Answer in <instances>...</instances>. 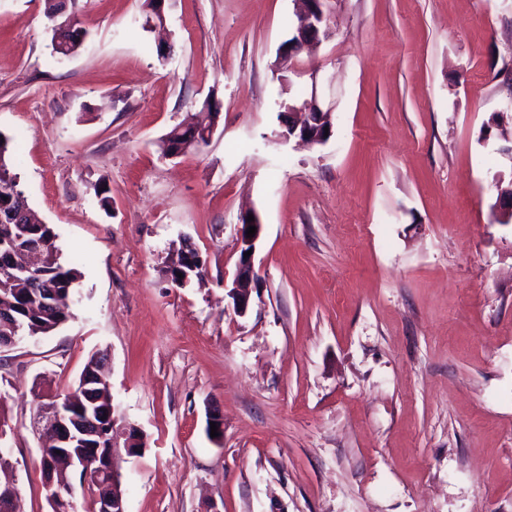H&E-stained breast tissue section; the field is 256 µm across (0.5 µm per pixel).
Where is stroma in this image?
I'll use <instances>...</instances> for the list:
<instances>
[{
  "mask_svg": "<svg viewBox=\"0 0 512 512\" xmlns=\"http://www.w3.org/2000/svg\"><path fill=\"white\" fill-rule=\"evenodd\" d=\"M0 0V132L78 273L72 318L0 349L7 477L51 512L35 391L103 355L126 512H512V224L488 135L512 103V0H334L291 92L327 82L329 141L281 142L273 64L294 0ZM214 121L177 157L175 125ZM262 232L246 315L228 295L241 215ZM206 262L174 287L182 240ZM224 435L207 432L210 412ZM65 20L69 21V26L72 28V31L66 32L63 36L64 40L58 44L51 43L53 54L60 59L69 58L74 55L82 45L85 34L82 30L80 31L78 28L74 27L76 22H71L69 18H66L63 21ZM63 21H60L59 23ZM183 124H178L175 127H173L170 132L165 137V154H171L174 149L178 146H181V150L183 153L197 149L201 143H206V138L209 141L210 138L213 135L214 126L208 125V126H194L198 127L199 129L204 130V134H199V138L195 141H189L186 138V132L181 130V126Z\"/></svg>",
  "mask_w": 512,
  "mask_h": 512,
  "instance_id": "stroma-1",
  "label": "stroma"
}]
</instances>
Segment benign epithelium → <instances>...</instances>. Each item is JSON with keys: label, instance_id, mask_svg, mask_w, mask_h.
Here are the masks:
<instances>
[{"label": "benign epithelium", "instance_id": "obj_1", "mask_svg": "<svg viewBox=\"0 0 512 512\" xmlns=\"http://www.w3.org/2000/svg\"><path fill=\"white\" fill-rule=\"evenodd\" d=\"M299 3L298 24L295 35L284 42L279 48L280 58L292 59L305 47L320 43L330 35L329 0H296ZM304 74L311 80V95L302 101L288 105L284 115L292 121L282 122V130L277 133L280 140L297 138L311 145H323L329 137L325 136V128L332 127L331 116L333 109L321 105L318 97L319 70L308 68ZM254 220H248V215L240 217L238 228L239 259L236 264L231 288L228 294L233 300L235 312L243 316L247 313L251 296L256 289L257 273L254 267V255L244 256V253L256 250L257 242L262 231V223L258 214H253ZM256 227L253 237L246 236L249 227ZM41 406L38 413V433L44 444L42 450L54 453L56 462L71 467L74 473L83 475L82 484L90 483V469H95V478L107 479L112 484V494L96 496L97 512H126L122 491V480L115 467L117 438L125 439V450L128 455L136 456L142 451L138 431L131 427H112V447L93 445L90 438L107 439L106 433L92 429L96 422L91 416L76 415L70 412L69 404L60 401V397L39 393ZM43 487L47 500L53 507V512H70L74 507L76 488L73 483L58 484L52 468L44 472Z\"/></svg>", "mask_w": 512, "mask_h": 512}]
</instances>
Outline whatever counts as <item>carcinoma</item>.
<instances>
[{
	"label": "carcinoma",
	"instance_id": "1",
	"mask_svg": "<svg viewBox=\"0 0 512 512\" xmlns=\"http://www.w3.org/2000/svg\"><path fill=\"white\" fill-rule=\"evenodd\" d=\"M72 31L64 40L52 45L53 54L60 59L74 55L82 45L84 32L69 23ZM206 142L204 135L190 141L181 125H176L165 137V153L176 147L187 152ZM12 138L0 133V346L11 336L48 335L63 326L72 316L64 300L74 292L77 280L75 269L65 266L56 246L54 228L34 220L26 197L20 196L19 176L11 162ZM202 269L196 249L189 245L181 249L176 267ZM76 399L88 406L91 415L119 416L109 394L108 380L103 373V360L91 357L77 382Z\"/></svg>",
	"mask_w": 512,
	"mask_h": 512
}]
</instances>
